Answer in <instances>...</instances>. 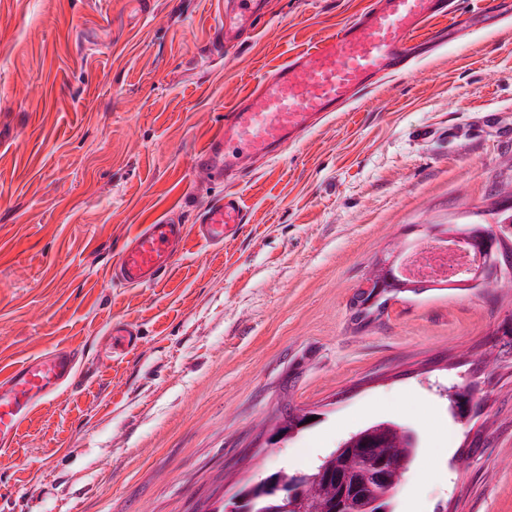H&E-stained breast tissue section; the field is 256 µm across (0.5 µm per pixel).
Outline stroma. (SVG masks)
<instances>
[{
  "instance_id": "1",
  "label": "stroma",
  "mask_w": 512,
  "mask_h": 512,
  "mask_svg": "<svg viewBox=\"0 0 512 512\" xmlns=\"http://www.w3.org/2000/svg\"><path fill=\"white\" fill-rule=\"evenodd\" d=\"M458 2L463 35L431 21L442 44L407 73L211 181L194 160L227 111L367 0H266L229 49L219 0H0V371L53 348L80 369L0 451V512H216L378 420L420 440L393 512H512V303L438 288L368 323L352 304L393 241L422 246L512 183V16ZM230 192L234 241L113 285L141 225L194 224ZM114 320L142 344L110 361ZM296 409L322 420L269 446Z\"/></svg>"
}]
</instances>
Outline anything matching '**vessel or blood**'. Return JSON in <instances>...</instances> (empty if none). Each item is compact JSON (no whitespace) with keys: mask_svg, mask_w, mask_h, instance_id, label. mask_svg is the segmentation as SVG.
Listing matches in <instances>:
<instances>
[{"mask_svg":"<svg viewBox=\"0 0 512 512\" xmlns=\"http://www.w3.org/2000/svg\"><path fill=\"white\" fill-rule=\"evenodd\" d=\"M455 6L456 0H370L335 34L290 55L261 78L210 137L196 158L197 168L220 181L228 172L277 156L379 78L406 70L416 57L419 31L433 19L451 15ZM260 7V0H224L225 45L251 30ZM246 219V204L236 193L225 194L189 226L169 216L157 218L127 241L112 277L127 286L152 285L171 269L188 237L220 248L239 234ZM140 344L134 325L112 323L108 355H123ZM77 375L74 354L57 348L0 377V450L15 446L35 410Z\"/></svg>","mask_w":512,"mask_h":512,"instance_id":"b4317fda","label":"vessel or blood"}]
</instances>
